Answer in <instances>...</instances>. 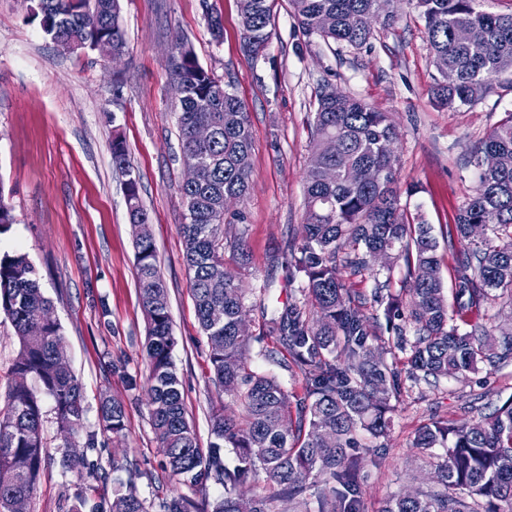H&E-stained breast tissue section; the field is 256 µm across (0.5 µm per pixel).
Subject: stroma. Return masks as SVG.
Segmentation results:
<instances>
[{
	"label": "stroma",
	"mask_w": 512,
	"mask_h": 512,
	"mask_svg": "<svg viewBox=\"0 0 512 512\" xmlns=\"http://www.w3.org/2000/svg\"><path fill=\"white\" fill-rule=\"evenodd\" d=\"M224 35L214 42L200 0H120L127 49L109 61L98 52L60 50L33 13L37 0H0V194L15 218L0 235V253L28 255L61 325L69 365L83 385L87 431L96 435L88 459L124 468L95 479L61 469L62 441L53 402L44 399L43 468L30 512H110L121 482L134 479L141 499L156 505L173 496L217 498L173 477L150 423L146 322L136 276L126 205V178L112 165L111 143L121 137L139 196L149 217L158 268L168 288L186 414L200 445L210 440L213 408L232 406L209 379V342L198 327L182 259L179 226L184 177L173 79L167 58L177 39L192 42L199 63L232 82L245 102L252 130L253 188L230 204L224 244L242 241L245 266L227 259L247 291L249 331L259 334L262 313L300 300L301 281L285 279L282 264L301 241L306 220L305 172L312 147L317 99L334 89L388 113L398 130L396 186L410 214L433 227L441 275L454 289V260L446 232L477 184V149L494 125L512 112V74L490 93L455 108L436 106L439 80L425 22L410 0H400L394 21L377 27L354 49L305 35L288 0H275L272 38L259 59L241 47L239 0H213ZM136 388H129V381ZM512 395V364L479 366L467 380L437 385L402 382L391 428L377 451L361 449V512H382L388 498L433 487L426 458L412 446L434 416L474 422L482 410ZM119 399L125 435L100 432L102 397Z\"/></svg>",
	"instance_id": "35a3bbf8"
}]
</instances>
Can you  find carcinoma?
<instances>
[{
    "label": "carcinoma",
    "mask_w": 512,
    "mask_h": 512,
    "mask_svg": "<svg viewBox=\"0 0 512 512\" xmlns=\"http://www.w3.org/2000/svg\"><path fill=\"white\" fill-rule=\"evenodd\" d=\"M397 0H289L307 36L360 49L375 26L394 18ZM425 21L433 58L447 71L433 90L444 107L472 103L486 95L492 79L512 72V13L490 15L476 0H415ZM209 30L222 34L221 16L209 0H201ZM98 12L103 26L83 30L80 18ZM45 33L62 34L93 50L102 37L112 49L127 47L119 20L118 0H44ZM331 25L323 28L324 17ZM242 46L247 56L263 55L271 36L273 0H240ZM470 30L465 43L453 31ZM173 80L185 95L177 124L182 155L196 159L204 178L195 186L180 185L186 222L180 225L184 262L195 313L210 346L211 381L236 402L211 417V440L201 448L186 417L182 381L172 360L175 337L166 284L158 269L157 249L129 169L124 142L112 140L113 165L132 178L126 204L132 225L137 279L146 314L150 365V418L159 447L165 450L172 475L187 477L202 489L207 482L224 488L212 509L198 508L185 497L160 503L162 512H276L279 502L307 508L316 497L317 512H360L362 457L352 453L388 435L391 400H399L398 373L384 358V347L370 332L365 299L338 278V266L358 274L370 268L377 251L387 254L389 275L377 289L389 288L393 266L403 263L410 284L406 312L393 295L375 294L383 307L391 347L407 355L408 378L419 383L459 379L485 363L500 368L512 362V332L474 323L460 331L449 323L448 298L440 276L438 241L431 225L410 220L395 188L396 156L382 145L397 138L387 113L367 107L349 95L328 100L319 95L314 117L313 149L305 176L306 224L298 247L285 260L286 279L302 275L305 300L287 304L264 323L258 336L241 334L246 314L245 288L238 280L212 287V271L224 261V198L243 199L252 189V137L249 113L231 84L202 67L193 45L181 39L168 58ZM209 123L210 143L194 141L193 130ZM478 182L448 232L455 256V315L478 313L502 298L512 303V168L486 170L488 153L512 155V112L501 119L478 148ZM336 169L327 182L323 169ZM353 167L378 173L375 182L355 185L346 179ZM483 224L484 234L471 236L470 226ZM52 311L35 269L24 253L0 256V313L12 322L19 350L13 381L0 408V512H12L15 500L32 499L44 454L43 398L54 403L57 432L67 448L78 447L85 429L80 380L71 371L57 320L38 318ZM275 344L269 345L268 338ZM286 371L304 374V397L291 402L279 380L252 368L247 352ZM125 411L115 398L101 402L102 429L124 436ZM413 447L427 454L441 488L413 496L391 497L383 512H512V396L475 423H450L435 417L422 425ZM234 448L239 464H224L223 451ZM435 448L444 449L437 455ZM65 470L104 475L99 462L76 452L63 455ZM263 481L262 492L241 491ZM322 484L321 490H310ZM112 512H150L128 481L112 499Z\"/></svg>",
    "instance_id": "1"
}]
</instances>
